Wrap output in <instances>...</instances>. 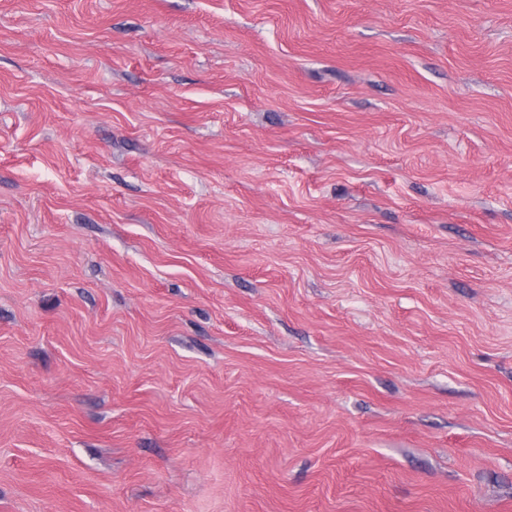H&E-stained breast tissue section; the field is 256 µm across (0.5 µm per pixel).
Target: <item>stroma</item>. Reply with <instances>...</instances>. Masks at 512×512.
<instances>
[{
  "mask_svg": "<svg viewBox=\"0 0 512 512\" xmlns=\"http://www.w3.org/2000/svg\"><path fill=\"white\" fill-rule=\"evenodd\" d=\"M0 512H512V0H0Z\"/></svg>",
  "mask_w": 512,
  "mask_h": 512,
  "instance_id": "obj_1",
  "label": "stroma"
}]
</instances>
